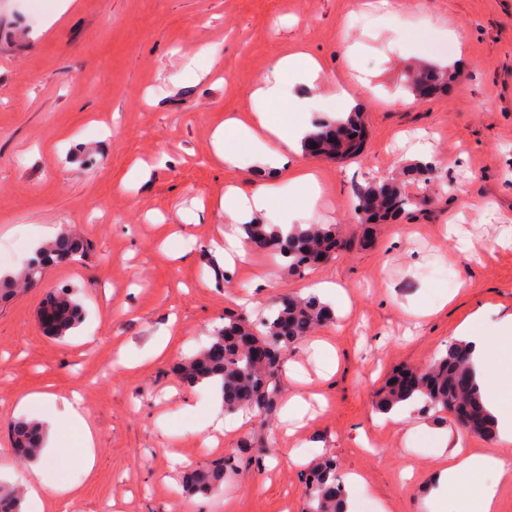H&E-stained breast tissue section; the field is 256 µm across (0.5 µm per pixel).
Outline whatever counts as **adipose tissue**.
<instances>
[{
	"label": "adipose tissue",
	"mask_w": 512,
	"mask_h": 512,
	"mask_svg": "<svg viewBox=\"0 0 512 512\" xmlns=\"http://www.w3.org/2000/svg\"><path fill=\"white\" fill-rule=\"evenodd\" d=\"M321 67L312 57L296 53L280 59L270 76L265 77L254 93L256 104L252 114L244 119L230 117L218 124L213 132L217 158L236 167L250 162L271 171L280 170L288 155L301 149L303 140L313 127L305 113L306 102L287 93L284 78L307 87L319 80ZM248 143L252 149L249 158H242L238 147ZM279 189L275 181H267L253 193L231 186L224 192L221 205L234 226L224 236V254H243L248 241L241 226L252 213L266 209L276 199ZM483 313H475L457 335L471 352L475 378L483 390L486 408L497 420L501 442L512 443V415L503 410L512 399V343L492 341L483 327ZM24 404L49 403L59 407L58 417L45 420L49 436H56L59 425H68L77 436L75 449L52 446L50 458L56 464H65L70 456H77L85 473H92L96 464L97 435L89 423L78 394L48 393L24 397ZM439 469L433 479L429 496L432 512H496L499 500V482L504 474V463L491 453L471 454L461 446L440 449Z\"/></svg>",
	"instance_id": "adipose-tissue-1"
}]
</instances>
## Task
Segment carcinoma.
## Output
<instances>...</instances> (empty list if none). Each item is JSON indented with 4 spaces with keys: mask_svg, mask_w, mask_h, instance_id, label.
I'll use <instances>...</instances> for the list:
<instances>
[{
    "mask_svg": "<svg viewBox=\"0 0 512 512\" xmlns=\"http://www.w3.org/2000/svg\"><path fill=\"white\" fill-rule=\"evenodd\" d=\"M338 131L359 140L364 137L362 125L353 118L335 132L323 123L314 137L334 140ZM414 204V198L397 185H373L359 193L356 210L365 221L373 222L395 218ZM243 230L250 242L262 243L290 271L308 268L322 252L343 247L333 224H310L305 228L297 224L286 233L279 224H245ZM86 250L87 243L82 238L70 232L58 234L43 243L20 272L0 276V301L11 300L18 287L40 281L46 268L71 262ZM44 306L51 309L49 335L55 338L65 337L81 320V306L68 288L53 291ZM333 318L332 308L315 295L291 297L286 304L271 300L254 320L248 315H227L224 325L214 328L207 344L183 360L177 372L191 387L215 384L227 413L248 409L269 414L276 409L281 395V352ZM412 398L422 403L421 410L433 412L444 422L451 411L467 406L479 414L475 426L478 434L486 438L495 435V422L484 405L465 344L449 343L445 355L424 368L418 383L411 388L389 377L378 394L377 405L379 410L387 411ZM12 435L23 458L32 460L40 455L44 443L40 422L20 419L13 423ZM224 476V463L219 462L183 470L181 483L188 494L209 497L224 488ZM304 480L302 512H344L343 482L334 458L321 459L307 471ZM0 512H20L17 491L0 488Z\"/></svg>",
    "mask_w": 512,
    "mask_h": 512,
    "instance_id": "obj_1",
    "label": "carcinoma"
}]
</instances>
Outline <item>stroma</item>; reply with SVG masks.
<instances>
[{
  "mask_svg": "<svg viewBox=\"0 0 512 512\" xmlns=\"http://www.w3.org/2000/svg\"><path fill=\"white\" fill-rule=\"evenodd\" d=\"M299 51L326 76L308 93L314 121L327 119L337 78L370 74L355 94L365 145L295 158L317 173L322 200L310 210L287 191L255 219L333 224L345 246L301 273L255 249L225 265L224 189L251 191L264 174L219 161L213 130L252 111L261 81ZM424 63L447 77L420 97L406 78ZM138 159L155 167L140 183L128 179ZM423 159L435 168L426 184L406 174ZM383 181L420 205L358 223L356 192ZM511 228L512 0H0V248L24 240L0 274L18 272L53 230L91 244L0 303V484L24 487L30 473L10 434L16 402L79 390L97 465L89 476L74 458L57 468L76 498L54 512H301L304 474L325 455L343 481L364 480L363 512H430L446 426L425 413L427 430L392 429L376 394L393 369L443 354L475 312L491 325L512 316ZM318 281L345 300L281 357L284 396L309 404L302 419L283 405L225 413L220 394L176 374L225 315ZM62 287L77 289L84 319L57 340L38 313ZM87 331L92 342H80ZM159 336L168 346L155 356ZM119 351L133 367L116 364ZM216 413L231 429L214 446L200 425ZM464 440L505 461L498 512H512V444ZM186 459L230 464L223 491L187 496Z\"/></svg>",
  "mask_w": 512,
  "mask_h": 512,
  "instance_id": "stroma-1",
  "label": "stroma"
}]
</instances>
